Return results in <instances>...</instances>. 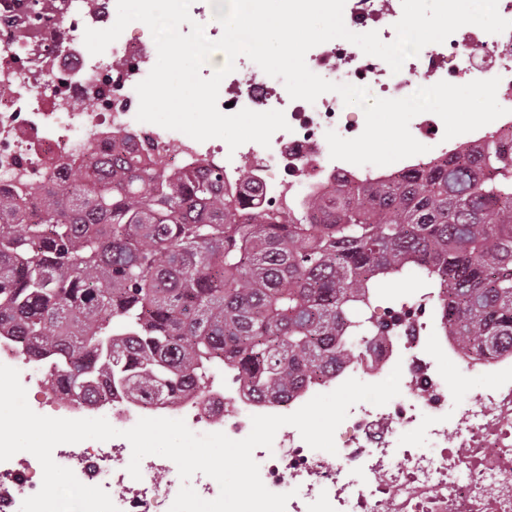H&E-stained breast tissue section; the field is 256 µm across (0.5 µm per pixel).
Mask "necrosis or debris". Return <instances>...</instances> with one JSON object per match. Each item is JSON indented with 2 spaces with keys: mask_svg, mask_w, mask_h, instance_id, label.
<instances>
[{
  "mask_svg": "<svg viewBox=\"0 0 512 512\" xmlns=\"http://www.w3.org/2000/svg\"><path fill=\"white\" fill-rule=\"evenodd\" d=\"M113 10V0H60L55 11L39 10L31 23L17 0H0L1 189L25 194L61 181L89 158L127 147L169 172L207 160L223 169L228 190L238 187L242 169H249L265 200L290 212L346 182L395 177L392 169L331 159L327 131L354 138L364 129L337 93L322 94L312 103L290 99L281 79L244 56L222 80L218 102L237 111H283L289 128L275 132L269 146L248 142L232 152L214 139L198 142L137 121L135 87L153 67L155 44L122 36L100 55L83 46L85 29L108 21ZM343 17L352 32L374 30L392 39L400 18L398 0H345ZM306 63L328 81L362 85L377 97L393 99L442 80L496 77L497 100L507 110L498 126L512 130V30L490 34L463 26L444 43L426 45L396 73L383 60L361 58L355 44L345 40L313 47ZM79 98L92 101L94 110L77 108ZM409 129L431 152L407 158L406 170L489 138L482 127L445 141L442 120L430 112L415 116ZM434 307L433 292L419 290L403 305L410 313L405 333L378 340L337 374L340 383L350 378L378 382L397 366L404 375L399 395L386 405L361 402L350 408L335 432L338 459L310 448L289 425L278 430L271 449L254 451L264 485L290 493L286 512H512V357L477 359L447 340L432 346ZM446 358L492 379L461 412L442 369ZM312 396L308 387L285 403L259 404L231 386L212 390L205 404L185 399L179 410L197 433L222 432L240 440L249 435L252 416L287 415ZM54 412L67 419L103 417L119 430L166 414L165 408L122 398L108 408L63 402ZM407 429L421 432L422 443L403 441ZM128 452L118 440L80 442L57 446L53 458L81 483L103 487L120 512H168L177 488L160 478L173 472V461L146 456L136 480L125 466ZM41 474L31 455L0 462V512H19L22 501L39 491Z\"/></svg>",
  "mask_w": 512,
  "mask_h": 512,
  "instance_id": "4bbe7bcc",
  "label": "necrosis or debris"
}]
</instances>
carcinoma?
<instances>
[{
    "instance_id": "obj_1",
    "label": "carcinoma",
    "mask_w": 512,
    "mask_h": 512,
    "mask_svg": "<svg viewBox=\"0 0 512 512\" xmlns=\"http://www.w3.org/2000/svg\"><path fill=\"white\" fill-rule=\"evenodd\" d=\"M242 182L226 198L220 170L116 152L34 211L0 192V337L80 405L201 400L224 372L278 403L384 335L372 299L413 270L461 348L512 351V139L287 216Z\"/></svg>"
}]
</instances>
